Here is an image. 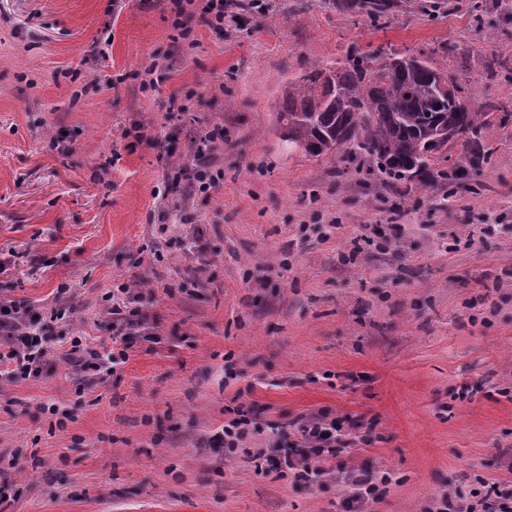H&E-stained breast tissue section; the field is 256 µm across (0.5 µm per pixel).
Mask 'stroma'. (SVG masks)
<instances>
[{
  "mask_svg": "<svg viewBox=\"0 0 512 512\" xmlns=\"http://www.w3.org/2000/svg\"><path fill=\"white\" fill-rule=\"evenodd\" d=\"M111 2L0 0V301L62 314L54 370L0 379V512H345L359 467L389 479L359 512H431L512 481V0L378 23L258 0L191 47L169 0ZM377 49L457 76L494 148L477 177L392 185L281 140L289 80ZM214 129L220 187L171 193ZM123 284L145 297L127 363L67 365L73 338L111 348ZM240 410L260 431L229 453ZM319 415L372 441L310 487L264 454Z\"/></svg>",
  "mask_w": 512,
  "mask_h": 512,
  "instance_id": "stroma-1",
  "label": "stroma"
}]
</instances>
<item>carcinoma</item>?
<instances>
[{
	"label": "carcinoma",
	"mask_w": 512,
	"mask_h": 512,
	"mask_svg": "<svg viewBox=\"0 0 512 512\" xmlns=\"http://www.w3.org/2000/svg\"><path fill=\"white\" fill-rule=\"evenodd\" d=\"M405 2L328 0L336 12L371 22L394 17ZM482 116L458 80L428 58L376 50L288 82L277 122L283 141L313 157L360 151L394 180L428 188L438 177L466 179L487 159L478 137ZM458 138L465 139V161L435 171Z\"/></svg>",
	"instance_id": "carcinoma-1"
}]
</instances>
